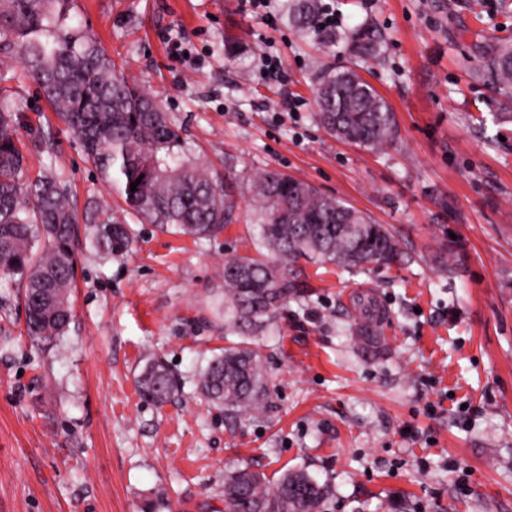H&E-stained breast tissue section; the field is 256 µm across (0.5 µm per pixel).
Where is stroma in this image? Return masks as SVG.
Returning a JSON list of instances; mask_svg holds the SVG:
<instances>
[{
  "label": "stroma",
  "mask_w": 512,
  "mask_h": 512,
  "mask_svg": "<svg viewBox=\"0 0 512 512\" xmlns=\"http://www.w3.org/2000/svg\"><path fill=\"white\" fill-rule=\"evenodd\" d=\"M240 2H75L118 72L182 126L189 158L237 173L239 220L197 240L131 216L130 246L106 259L80 229L74 318L49 344L27 337L18 280L0 273V512H224V475L244 467L271 481L305 470L329 487L315 512H512V113L476 76L512 41V0H330L338 33L372 24L385 38L360 70L395 114L381 152L316 119V76L350 63L344 43L302 39L284 0L263 14ZM1 86L29 103V168L53 166L77 209L113 199L19 63ZM46 122L49 153L33 145ZM266 170L392 226L413 260L306 264L305 294L251 338L267 400L231 418L196 375L228 345L220 273L256 249ZM359 290L382 313L375 351L351 331ZM154 355L181 382L161 406L137 386Z\"/></svg>",
  "instance_id": "1"
}]
</instances>
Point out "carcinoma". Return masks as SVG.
<instances>
[{"instance_id": "obj_1", "label": "carcinoma", "mask_w": 512, "mask_h": 512, "mask_svg": "<svg viewBox=\"0 0 512 512\" xmlns=\"http://www.w3.org/2000/svg\"><path fill=\"white\" fill-rule=\"evenodd\" d=\"M73 0H0V63L18 61L52 112L81 138L100 176L125 203L119 209L152 224L210 239L235 221L236 201L220 178L192 162L182 128L157 98L117 74L93 34L73 22ZM288 23L303 36L331 39L321 28L320 0H287ZM349 50L376 61L382 52L370 25L346 36ZM479 76L512 107V43L492 48ZM318 118L331 136L382 151L396 135L394 114L378 91L349 66L325 65L317 77ZM23 101L0 89V272L24 288L26 335L50 343L68 330L72 308L78 224L89 225L91 244L109 255L129 245L125 219L108 202L83 213L70 204L51 167L24 173L18 138ZM141 179L136 191L130 184ZM262 250L224 260V331L244 341L214 355L198 388L234 417L262 407L266 395L260 355L245 339L274 323L302 293L301 259L317 258L347 271L368 264L391 267L411 256L384 224L374 223L343 200L274 171L254 181ZM363 342L381 331L367 314L354 319ZM143 396L162 405L178 381L158 357L140 374ZM329 492L304 472H287L273 486L249 468L224 476V512H313Z\"/></svg>"}]
</instances>
